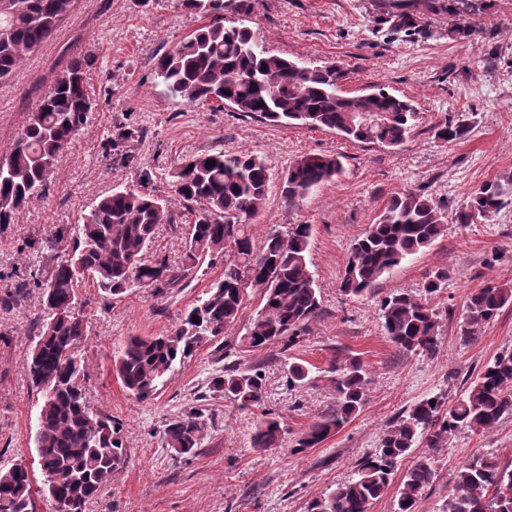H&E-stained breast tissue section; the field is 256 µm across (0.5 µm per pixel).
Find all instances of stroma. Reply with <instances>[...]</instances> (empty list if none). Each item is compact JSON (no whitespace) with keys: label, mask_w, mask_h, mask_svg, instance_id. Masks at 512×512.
Segmentation results:
<instances>
[{"label":"stroma","mask_w":512,"mask_h":512,"mask_svg":"<svg viewBox=\"0 0 512 512\" xmlns=\"http://www.w3.org/2000/svg\"><path fill=\"white\" fill-rule=\"evenodd\" d=\"M474 30L450 35L451 10ZM405 13L413 33L391 32L383 20ZM250 25L276 54L318 65L343 62V89L356 95L376 83L411 100L415 128L396 147L363 144L328 129L279 126L212 105L190 106L168 98L154 64L200 24L176 0H76V7L47 43L14 76L0 83V156L8 154L39 99L28 88L48 76L60 47L91 55L93 104L73 143L60 154L46 191L34 196L15 223L0 230V466L30 467L36 484L44 476L31 438L41 399L25 363L39 326L50 312L41 292L28 287L42 267L39 245L62 226H74L94 201L115 188L145 187L173 196L174 167L184 158L224 147L263 158L273 176L306 153L340 156L335 180L288 206L278 187L268 191L253 221L255 240L274 224H308V267L321 295V312L288 351L245 349L241 338L261 307L250 294L239 322L224 336L202 344L166 376L154 400L140 402L112 371L113 358L131 336L174 330L181 311L221 276L217 264L195 271L181 286L156 295L128 291L99 308L93 285L82 289L88 332L78 347L88 369L90 405L117 421L128 461L85 512H306L309 503L347 481L359 460L373 454L389 423L420 399L438 393L456 399L482 365L512 349V306L481 328L470 343L456 333V320L473 289L512 286V203L488 220L460 224L456 218L483 183L512 176V0H252ZM463 120L471 132L445 142L436 127ZM131 129L110 144L117 126ZM133 163H125V156ZM410 190L438 204L447 230L355 299L340 290L353 240L395 193ZM447 271L448 282L431 299L440 314L435 357L403 356L378 325L379 304L399 291H420L426 278ZM361 357L369 369L361 412L320 446L291 453L288 444L336 407L328 371L336 353ZM260 369L262 409L239 410L210 381L227 360ZM312 368L310 383L289 387L287 367ZM201 410L205 438L197 454L182 457L164 446L169 420ZM278 413L287 430L283 448H253L251 434L261 410ZM512 457V418L492 432L462 430L436 454L437 477L422 494L418 512H442L456 471L473 456Z\"/></svg>","instance_id":"35a3bbf8"}]
</instances>
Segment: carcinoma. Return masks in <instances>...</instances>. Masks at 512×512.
<instances>
[{
  "instance_id": "1",
  "label": "carcinoma",
  "mask_w": 512,
  "mask_h": 512,
  "mask_svg": "<svg viewBox=\"0 0 512 512\" xmlns=\"http://www.w3.org/2000/svg\"><path fill=\"white\" fill-rule=\"evenodd\" d=\"M75 0H0V82L8 79L30 55L53 39L71 14ZM177 6L205 23L162 55L156 78L166 95L188 105L215 101L238 112L257 115L280 126L326 128L361 143L395 147L414 129L412 103L377 85L347 97L343 64L306 63L273 53L263 37L241 22L224 26V11H250V0H177ZM88 55L61 51L53 62L52 89L0 160V227L15 223L30 199L46 189L59 154L78 135L92 107ZM381 115L367 124L362 115ZM469 125L446 120L436 135L451 142L466 138ZM215 161L209 168L206 162ZM342 171L338 155L305 154L288 166L279 180L280 195L292 207L335 179ZM181 211L163 196L143 189H115L94 203L73 230L61 228L42 241L45 275L28 283L41 291L51 319L41 325L26 360L28 377L41 395L35 429L43 493L65 512H84L112 481L128 458L119 425L90 408L86 398V366L76 345L85 336L82 308L91 300L80 288L93 282L109 303L132 288L157 293L178 287L203 265H224L222 278L180 319L173 332L132 336L113 359V372L123 388L142 401L155 398L163 378L196 348L234 326L249 292L262 293L264 304L250 321L241 343L267 349L296 345L321 311V297L308 268L311 226H274L260 249L253 243L252 221L261 211L272 183L265 161L249 152L208 150L180 162L172 173ZM512 202V177L490 181L470 195L458 222L488 219ZM185 224L181 264L166 257H146L160 224ZM441 209L429 198L404 191L393 195L351 245L340 281L346 296L372 293L386 274L429 247L444 234ZM448 272L425 281L422 291L398 292L380 302L384 336L406 355L432 357L439 343V315L430 299L441 292ZM512 303V288L487 284L467 296L457 320L464 342ZM336 408L312 424L292 446L300 453L315 448L345 427L367 400L368 369L357 355L331 362ZM310 370L288 364V384L311 380ZM213 388L242 410L261 407L264 378L257 370H239L233 363ZM512 417V351L493 356L453 402L436 394L405 409L384 433L375 453L359 463L352 477L313 500L308 512H369L400 478L395 512H415L416 503L436 478L434 453L460 429L488 433ZM285 431L280 417L261 412L252 446L279 448ZM204 438L200 413L190 411L170 421L162 442L183 456H193ZM426 451L408 468L403 462L414 449ZM512 458L478 455L462 465L448 490L443 512H512ZM33 480L28 469L13 464L0 469V512H36Z\"/></svg>"
}]
</instances>
